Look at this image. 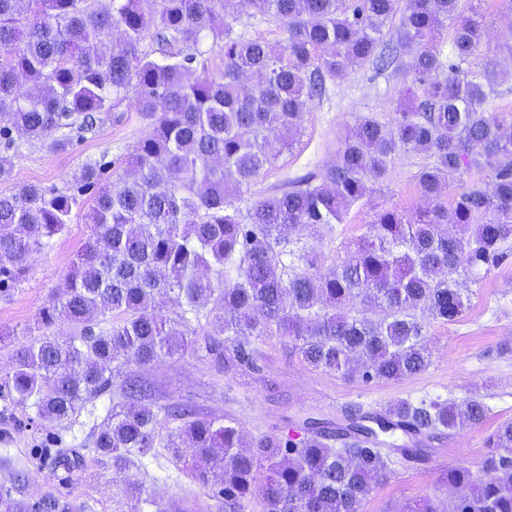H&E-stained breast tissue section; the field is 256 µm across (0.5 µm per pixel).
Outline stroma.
Masks as SVG:
<instances>
[{
    "label": "stroma",
    "instance_id": "obj_1",
    "mask_svg": "<svg viewBox=\"0 0 512 512\" xmlns=\"http://www.w3.org/2000/svg\"><path fill=\"white\" fill-rule=\"evenodd\" d=\"M480 11L484 36L475 61L478 66L498 70L508 64L498 42L512 28V0H481ZM401 87L400 77L367 69L355 68L336 78L326 97L312 105L295 149L279 167L257 179L251 194H272L296 175L330 168L336 162L342 136L358 119L373 116L387 122L393 118ZM148 130V121L124 102L95 133L67 136L65 147L57 150L12 133L15 166L8 179L0 180V195L33 183L88 199L89 190L74 179L79 166L89 159L102 163V181L112 183ZM424 162L421 155H402L388 175L372 183L365 197L350 208L344 223L323 237L307 239L320 270L333 267L343 256L345 245L365 233L377 214L392 208L410 212L425 207L416 185ZM88 233L83 212H76L67 231L34 256L22 282L0 292V370L8 368L13 346L38 337L39 312L65 289ZM504 343L512 346V258L477 288L465 319L430 324V366L400 382L365 384L313 369L300 359L288 338L265 336L250 342L254 360L250 367L229 371L223 364L190 352L174 361L144 367L114 365L112 383L120 385L134 375L150 386L157 405L186 402L204 414L231 416L247 447L262 436L282 435L289 422L308 416L334 419L355 404L380 411L410 396L439 394L459 400L473 393L481 395L491 408L481 424L428 441L422 462L397 461L387 482L364 506L365 512H390L409 499L449 495L444 483L449 468H479L489 454L491 434L501 422L512 419V349L500 352ZM113 404V398L104 396L70 423L41 421L32 427L20 424L19 411L0 406V485L11 484L18 471L22 477L19 484H13L16 499L33 502L53 493L71 501L74 512H127L123 489L131 479L144 488L143 512H223L204 487L178 469L167 452H160L155 459L145 458L142 465L126 471L116 470L111 458L94 453L93 434ZM62 450L81 456L80 468L70 473L60 468L57 459Z\"/></svg>",
    "mask_w": 512,
    "mask_h": 512
}]
</instances>
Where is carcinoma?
<instances>
[{"mask_svg": "<svg viewBox=\"0 0 512 512\" xmlns=\"http://www.w3.org/2000/svg\"><path fill=\"white\" fill-rule=\"evenodd\" d=\"M244 15L278 23L281 38L246 36L237 30ZM448 28L444 48L436 34ZM115 30L121 40L100 49ZM209 36L223 42L224 68L213 76L203 63L190 82ZM482 36L477 5L466 10L462 0H0V136L15 129L58 149L64 140L53 134L93 132L128 97L150 120L123 173L93 197L91 233L64 293L41 309V334L0 371V401L29 422L69 423L112 394L117 361L141 367L192 349L250 366L249 338L274 335L291 339L308 366L366 384L425 371L431 322L460 321L468 284L512 256V127L493 107L512 73L478 67ZM405 46L414 48L407 64ZM355 67L401 76L395 117L360 118L334 166L246 197L294 148L327 84ZM408 153L427 156L417 186L428 206L379 213L321 272L300 233L343 223ZM473 169L488 173L491 189L447 196L448 174ZM97 176L87 160L75 179L92 186ZM80 204L35 184L0 195V285L23 280ZM59 321L75 329L65 343L49 334ZM121 391L125 402L94 434V451L128 470L166 448L224 512H245L256 494L263 512H364L395 457L417 459L422 438L491 411L481 396L404 398L380 412L356 405L341 422L309 418L245 451L232 418L158 406L135 377ZM164 420L175 423L166 440ZM491 447L481 472L448 470V498L410 500L399 512H512V421ZM125 496L129 512H141V486L128 482ZM0 508L72 512L62 496L21 504L5 486Z\"/></svg>", "mask_w": 512, "mask_h": 512, "instance_id": "carcinoma-1", "label": "carcinoma"}]
</instances>
